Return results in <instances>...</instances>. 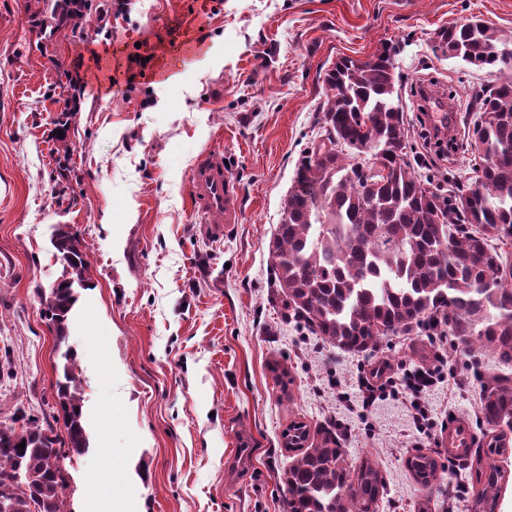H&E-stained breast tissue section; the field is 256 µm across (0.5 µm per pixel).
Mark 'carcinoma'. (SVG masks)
<instances>
[{
	"mask_svg": "<svg viewBox=\"0 0 512 512\" xmlns=\"http://www.w3.org/2000/svg\"><path fill=\"white\" fill-rule=\"evenodd\" d=\"M33 12L54 35L82 40L93 0H35ZM436 36L448 51L479 70L501 74L474 90L467 111L486 113L478 139L477 178L451 194L418 171L406 115L394 101V57L385 44L373 58H341L326 74L328 92L317 114L318 137L330 148L303 151L281 204V221L268 244L272 286L288 318L350 353L373 350L384 338L424 332L453 336L455 351H492L512 367V269L501 245L512 242V34L479 19L450 25ZM440 198L434 222L432 205ZM53 247L62 278L44 295L43 316L63 342L75 303L74 285L94 286L90 247L65 224ZM57 383L56 404L66 437L45 418L18 408L13 427L0 432V494L13 512H69L65 460L89 447L82 385L72 362ZM478 406L489 427L487 447L470 456V512H495L505 471L491 462L512 433V373L485 375ZM287 445L295 449L283 472L287 512H377L384 494L378 468L349 466L336 430L296 422ZM25 447H19L20 443ZM407 467L424 488L440 479L435 459L418 454Z\"/></svg>",
	"mask_w": 512,
	"mask_h": 512,
	"instance_id": "carcinoma-1",
	"label": "carcinoma"
}]
</instances>
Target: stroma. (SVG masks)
<instances>
[{
  "instance_id": "35a3bbf8",
  "label": "stroma",
  "mask_w": 512,
  "mask_h": 512,
  "mask_svg": "<svg viewBox=\"0 0 512 512\" xmlns=\"http://www.w3.org/2000/svg\"><path fill=\"white\" fill-rule=\"evenodd\" d=\"M474 16L512 33V0H128L73 49L59 32L45 42L30 0H0V421L18 407L53 417L73 351L89 447L65 463L72 512H286L282 434L296 421L337 428L352 465L379 468L378 512H468L467 464L449 465L441 436L462 417L485 447L470 363L502 364L488 350L448 356L467 381L433 392L416 449L401 401L362 416L336 393L355 395L381 360L397 372L432 364V342L392 336L353 354L307 334L274 294L268 243L317 135L326 71L400 43L395 72L421 147L416 83L464 101L492 80L432 50L440 28ZM208 150L223 152L241 194V221L221 236L190 199ZM59 224L89 245L95 282L77 289L62 344L42 318L62 274ZM419 452L444 469L433 488L406 466Z\"/></svg>"
}]
</instances>
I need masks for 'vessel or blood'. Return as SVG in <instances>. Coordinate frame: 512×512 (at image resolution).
Masks as SVG:
<instances>
[{
	"label": "vessel or blood",
	"mask_w": 512,
	"mask_h": 512,
	"mask_svg": "<svg viewBox=\"0 0 512 512\" xmlns=\"http://www.w3.org/2000/svg\"><path fill=\"white\" fill-rule=\"evenodd\" d=\"M190 196L197 211L212 224H236L241 219V199L237 185L229 176L224 155L219 151L200 155L192 169ZM448 451L459 455L461 449L472 447L473 435L464 418L453 419L443 436Z\"/></svg>",
	"instance_id": "b4317fda"
}]
</instances>
